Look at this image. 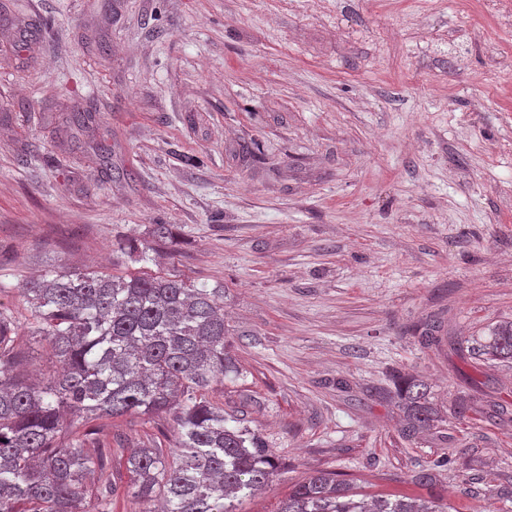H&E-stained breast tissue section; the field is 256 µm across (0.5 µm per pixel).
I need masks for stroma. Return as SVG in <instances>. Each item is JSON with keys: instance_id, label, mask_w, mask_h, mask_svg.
I'll return each instance as SVG.
<instances>
[{"instance_id": "35a3bbf8", "label": "stroma", "mask_w": 512, "mask_h": 512, "mask_svg": "<svg viewBox=\"0 0 512 512\" xmlns=\"http://www.w3.org/2000/svg\"><path fill=\"white\" fill-rule=\"evenodd\" d=\"M5 3L0 304L25 317L17 286L74 267L223 289L241 376L215 399L285 466L241 512H276L322 470L503 512L512 360L480 346L512 321V0ZM395 372L443 416L413 443L382 395ZM116 434L176 444L167 414L96 441ZM423 467L433 487L411 483Z\"/></svg>"}]
</instances>
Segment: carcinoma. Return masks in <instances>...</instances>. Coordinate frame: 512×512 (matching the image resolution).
Listing matches in <instances>:
<instances>
[{
  "mask_svg": "<svg viewBox=\"0 0 512 512\" xmlns=\"http://www.w3.org/2000/svg\"><path fill=\"white\" fill-rule=\"evenodd\" d=\"M24 321L0 306V512H112L124 492L154 512H239L225 500L268 488L284 465L262 439L224 415L214 385L240 372L224 323V289L177 275L61 270L26 281ZM46 342L60 371L30 383L20 372L17 330ZM483 355L512 359V321L490 332ZM408 441L438 421L428 384L393 376ZM172 416L177 447L88 450L99 424L126 416ZM68 437H63L64 431ZM278 512H450L443 499H358L338 475L297 484Z\"/></svg>",
  "mask_w": 512,
  "mask_h": 512,
  "instance_id": "1",
  "label": "carcinoma"
}]
</instances>
